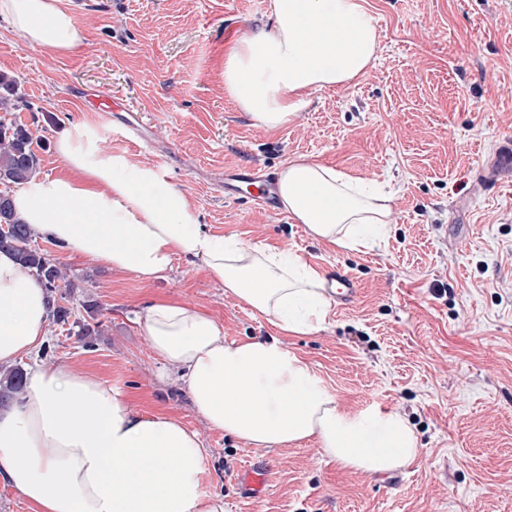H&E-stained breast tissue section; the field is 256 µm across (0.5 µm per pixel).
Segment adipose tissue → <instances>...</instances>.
<instances>
[{"label":"adipose tissue","mask_w":512,"mask_h":512,"mask_svg":"<svg viewBox=\"0 0 512 512\" xmlns=\"http://www.w3.org/2000/svg\"><path fill=\"white\" fill-rule=\"evenodd\" d=\"M0 18L51 54L83 41L67 0H0ZM379 46L366 0H271L266 24L226 52L224 83L240 110L275 129L313 91L365 75ZM55 153L58 174L34 176L12 195L37 237L144 281L163 278L175 259L198 260L281 332L324 325L326 280L296 252L205 232L183 192L158 168L105 149L94 125L59 137ZM277 187L282 210L338 248L373 247L393 229V194L308 157L283 164ZM48 321L43 288L0 252V366L38 349ZM145 330L159 361L179 369L195 411L246 444L313 439L333 462L368 474L418 456L404 416L376 406L343 410L277 339L225 341L210 314L179 300L152 305ZM204 458L198 433L180 420L138 413L116 389L62 364L29 368L19 401L0 410V480L36 512H224L223 497L202 488Z\"/></svg>","instance_id":"adipose-tissue-1"}]
</instances>
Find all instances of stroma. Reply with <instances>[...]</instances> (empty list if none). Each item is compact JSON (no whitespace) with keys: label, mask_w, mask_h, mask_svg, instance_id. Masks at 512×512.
Instances as JSON below:
<instances>
[{"label":"stroma","mask_w":512,"mask_h":512,"mask_svg":"<svg viewBox=\"0 0 512 512\" xmlns=\"http://www.w3.org/2000/svg\"><path fill=\"white\" fill-rule=\"evenodd\" d=\"M270 0H71L83 27L75 51L47 55L0 20V74L15 82L41 174L57 173L54 144L76 125L98 127L105 148L160 168L205 231L297 252L321 272L339 268L358 293L332 303L323 327L288 335L340 407L371 405L411 422L417 459L367 476L327 462L317 441L255 447L212 429L175 366L162 365L144 326L148 307L174 296L212 315L225 341L272 336L268 319L226 295L201 261L175 260L165 278L130 273L38 245L76 288L72 317L97 325L81 340L50 324L48 354L19 367L65 364L105 382L144 414L194 429L206 450L207 492L225 512H512V0H367L380 48L368 73L315 92L270 131L224 86V51L267 19ZM109 97L114 112L96 106ZM148 137L127 140L126 119ZM305 155L396 192L395 230L373 249L313 240L279 207L224 197V172L267 179ZM97 313H88L85 299ZM267 463L263 496L240 476Z\"/></svg>","instance_id":"obj_1"}]
</instances>
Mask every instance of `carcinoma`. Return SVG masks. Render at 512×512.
Masks as SVG:
<instances>
[{
	"instance_id": "obj_1",
	"label": "carcinoma",
	"mask_w": 512,
	"mask_h": 512,
	"mask_svg": "<svg viewBox=\"0 0 512 512\" xmlns=\"http://www.w3.org/2000/svg\"><path fill=\"white\" fill-rule=\"evenodd\" d=\"M32 134L22 125L0 121V250L11 252L35 277L49 300L50 319L68 323L69 311L56 303L62 288L74 284L66 279L60 265L46 252L32 246L35 234L12 208V188L25 184L40 172V158ZM24 371L20 367L0 369V404L7 407L23 391Z\"/></svg>"
}]
</instances>
